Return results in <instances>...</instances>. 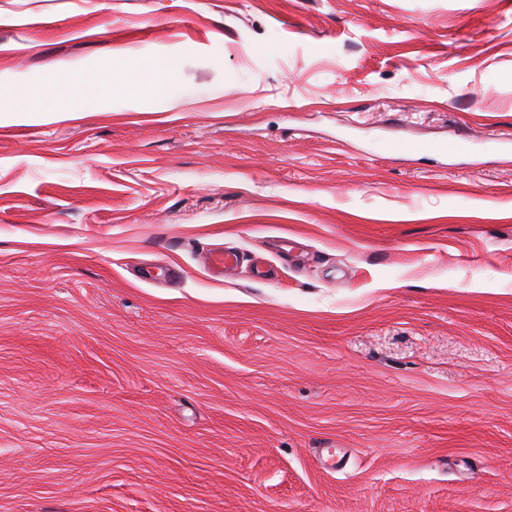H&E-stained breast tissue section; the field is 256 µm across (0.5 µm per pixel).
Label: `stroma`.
<instances>
[{"label":"stroma","instance_id":"1","mask_svg":"<svg viewBox=\"0 0 512 512\" xmlns=\"http://www.w3.org/2000/svg\"><path fill=\"white\" fill-rule=\"evenodd\" d=\"M55 76L0 116V512H512V0H0V96ZM76 90L61 78L54 77L48 83L46 93L38 98L29 99L19 95L14 100L2 101L0 112L6 109H25L32 112H66L69 99ZM475 147V144H467L464 143L462 140H453L448 141L446 143L431 142L420 146L404 145L393 140H384V142L382 143V148L385 151L393 152L421 150L433 155L448 157L455 156L458 153L465 152L467 150H472Z\"/></svg>","mask_w":512,"mask_h":512}]
</instances>
